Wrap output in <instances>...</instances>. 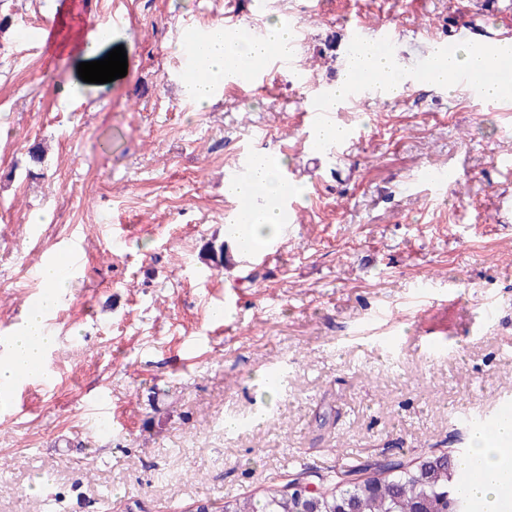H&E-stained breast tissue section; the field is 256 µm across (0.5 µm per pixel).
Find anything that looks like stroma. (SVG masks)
Returning <instances> with one entry per match:
<instances>
[{"mask_svg":"<svg viewBox=\"0 0 512 512\" xmlns=\"http://www.w3.org/2000/svg\"><path fill=\"white\" fill-rule=\"evenodd\" d=\"M229 1L0 0V334L42 293L45 259L69 240L81 255L49 316L50 379L0 408V512H183L340 469L371 476L469 449L470 416L512 393V212L499 207L512 103L426 84L362 98L337 115L358 136L318 165L300 123L340 79L348 26L399 29L412 73L473 0H325L319 16L278 0L306 82L276 71L201 108L180 91L177 37L223 21ZM116 15L127 74L81 93L69 48L22 37L50 17L65 31ZM248 150L278 153L306 192L281 256L240 285L208 247L235 250L224 174ZM437 170L455 175L440 191L418 178ZM102 393L120 421L108 433L89 406Z\"/></svg>","mask_w":512,"mask_h":512,"instance_id":"obj_1","label":"stroma"}]
</instances>
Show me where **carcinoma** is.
I'll use <instances>...</instances> for the list:
<instances>
[{
  "instance_id": "carcinoma-1",
  "label": "carcinoma",
  "mask_w": 512,
  "mask_h": 512,
  "mask_svg": "<svg viewBox=\"0 0 512 512\" xmlns=\"http://www.w3.org/2000/svg\"><path fill=\"white\" fill-rule=\"evenodd\" d=\"M435 467L424 478L414 468L382 467L369 481L358 480L359 470L333 475L324 493L312 501L290 497L284 487L271 486L257 497L224 502L223 512H336L338 505L352 499L359 512H468L467 494L459 471L460 455L433 457Z\"/></svg>"
}]
</instances>
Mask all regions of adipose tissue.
Instances as JSON below:
<instances>
[{
	"label": "adipose tissue",
	"mask_w": 512,
	"mask_h": 512,
	"mask_svg": "<svg viewBox=\"0 0 512 512\" xmlns=\"http://www.w3.org/2000/svg\"><path fill=\"white\" fill-rule=\"evenodd\" d=\"M268 33L267 44H256L242 31H230L223 24H214L206 37L208 52L201 61L204 76L191 91L195 102L210 106L215 99V88L234 65L266 50L287 46L292 39L288 29L277 21L269 24ZM256 187L264 191L262 203L224 228L226 236L247 243L252 250L281 238L284 223L279 199L285 193L302 191L301 186H287L279 167L267 161L262 153L254 156L250 180L225 184L224 193L245 197ZM40 277L44 288L41 298L29 309L26 319L10 337L5 352L0 354V388L42 374L46 355L56 343V336L46 323V313L58 294L68 288L69 280L57 263L49 261L42 265ZM470 463L482 474L481 480L471 485L470 492L483 512H512V419L500 423L495 430L475 433Z\"/></svg>",
	"instance_id": "adipose-tissue-1"
}]
</instances>
